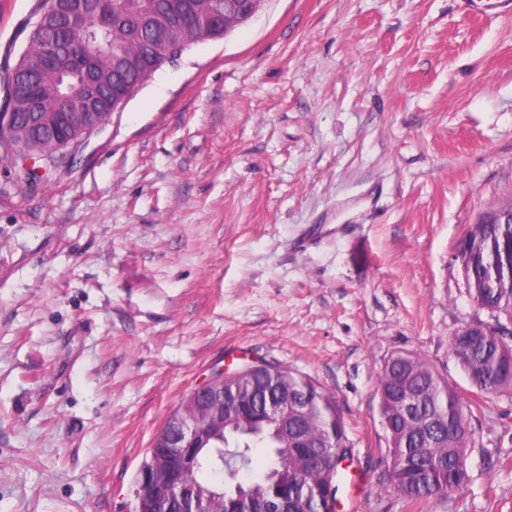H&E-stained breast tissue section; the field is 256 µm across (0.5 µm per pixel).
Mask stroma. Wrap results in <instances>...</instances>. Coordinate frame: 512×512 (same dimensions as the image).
<instances>
[{"mask_svg": "<svg viewBox=\"0 0 512 512\" xmlns=\"http://www.w3.org/2000/svg\"><path fill=\"white\" fill-rule=\"evenodd\" d=\"M40 0H0V80ZM512 201V12L263 0L29 181L0 160V512H132L182 399L258 359L355 448L339 512H512V397L449 338L489 322L461 242ZM414 353L470 404L469 479L391 485L376 375Z\"/></svg>", "mask_w": 512, "mask_h": 512, "instance_id": "stroma-1", "label": "stroma"}]
</instances>
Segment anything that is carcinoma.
<instances>
[{
	"label": "carcinoma",
	"instance_id": "carcinoma-1",
	"mask_svg": "<svg viewBox=\"0 0 512 512\" xmlns=\"http://www.w3.org/2000/svg\"><path fill=\"white\" fill-rule=\"evenodd\" d=\"M225 0H40L27 45L8 79L16 110L38 123L23 140L0 139V158L21 166L27 156L56 152L93 133L156 71L193 44L224 37L180 24L189 13L205 14ZM83 112L89 125L55 147L46 132L67 114ZM471 298L494 318L459 329L449 350L480 394L512 393V217L487 214L460 249ZM304 412L283 419L269 412L280 389ZM379 416L386 433L394 490L417 501L446 496L467 478L470 409L448 382L420 356H392L377 373ZM311 438L318 467L328 472L314 512H337L338 479L353 448L333 398L311 379L276 363L245 365L224 378V431L196 453L183 474L186 485L206 497L236 484L253 507L274 496L283 512H302L290 489L305 478L294 464L296 443Z\"/></svg>",
	"mask_w": 512,
	"mask_h": 512
}]
</instances>
